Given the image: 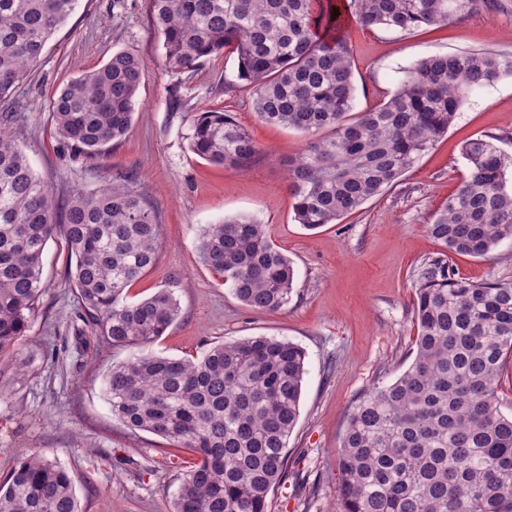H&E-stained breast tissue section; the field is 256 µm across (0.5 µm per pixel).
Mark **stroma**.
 I'll use <instances>...</instances> for the list:
<instances>
[{
	"instance_id": "35a3bbf8",
	"label": "stroma",
	"mask_w": 512,
	"mask_h": 512,
	"mask_svg": "<svg viewBox=\"0 0 512 512\" xmlns=\"http://www.w3.org/2000/svg\"><path fill=\"white\" fill-rule=\"evenodd\" d=\"M346 33L354 109L362 112L395 92L405 70L423 58L473 50L512 55V0L408 33L353 22ZM119 51L146 63L131 129L105 157L89 160L60 139L52 101L68 81ZM15 96L24 108L13 128L29 143L31 165L50 184L58 206L73 190H98L132 174L156 214V261L130 286L128 298L169 287L181 312L148 352L192 358L214 344L260 335L290 340L306 351L288 474L270 493L269 512L334 507L337 448L350 407L413 360L415 265L442 255L460 276L512 283V241L471 257L444 253L425 232L467 172L465 141L500 133L501 149L512 156V76L471 93L447 134L398 185L342 222L316 230L295 221L286 179L287 163L305 149L306 136L257 116L254 88L239 79L231 51L189 73L166 68L148 0H77ZM206 110L232 113L249 131L259 154L247 169L217 168L189 150L192 118ZM231 216L265 224L291 260L294 293L280 311L245 307L201 264L202 229ZM69 269L64 241L55 237L44 254L46 289L27 332L0 357V479L19 460L42 455L69 470L84 512H171L195 456L153 434L132 433L113 416L105 374L136 350L84 343L91 330L78 316Z\"/></svg>"
}]
</instances>
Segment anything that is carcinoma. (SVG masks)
<instances>
[{"label": "carcinoma", "instance_id": "carcinoma-1", "mask_svg": "<svg viewBox=\"0 0 512 512\" xmlns=\"http://www.w3.org/2000/svg\"><path fill=\"white\" fill-rule=\"evenodd\" d=\"M76 0H0V353L28 328L41 295L43 253L57 229L74 262L69 284L97 342L146 346L180 313L170 288L138 301L128 287L155 262L160 224L132 177L76 191L63 212L13 131L16 88L71 15ZM485 0H149L168 65L195 70L226 48L255 87L268 124L306 134L288 161L294 219L336 224L393 187L447 132L466 94L512 76V55L486 51L426 57L399 89L353 112L347 22L407 32L448 23ZM145 61L120 51L68 81L53 99L57 132L88 158L105 155L132 122ZM189 149L208 163L246 169L258 154L229 112L194 115ZM501 137L463 146L467 174L426 231L444 250L483 257L512 240V189ZM202 263L246 307L276 312L294 290L291 261L265 225L238 216L209 225ZM412 363L351 407L342 433L336 512H512V414L500 380L512 362V284L458 276L442 257L414 271ZM306 351L251 336L200 358L143 353L104 379L112 414L196 461L173 512H268L286 477L299 418ZM0 512H82L70 472L34 456L0 483Z\"/></svg>", "mask_w": 512, "mask_h": 512}]
</instances>
